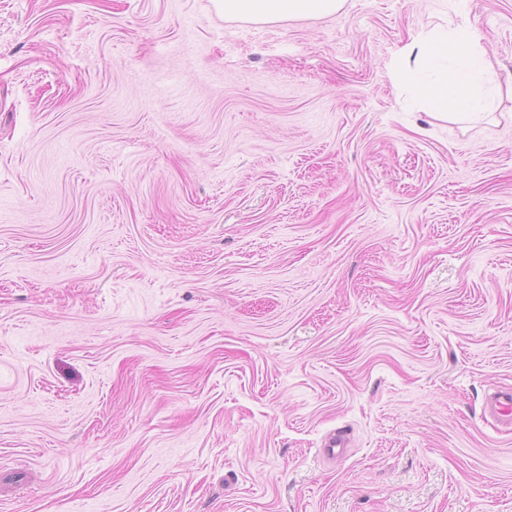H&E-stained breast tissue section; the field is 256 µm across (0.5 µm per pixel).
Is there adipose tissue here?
Listing matches in <instances>:
<instances>
[{"label":"adipose tissue","instance_id":"adipose-tissue-1","mask_svg":"<svg viewBox=\"0 0 512 512\" xmlns=\"http://www.w3.org/2000/svg\"><path fill=\"white\" fill-rule=\"evenodd\" d=\"M344 0H217L225 15L267 23L284 16H328L338 12ZM400 79L416 96L435 103L451 118H472L494 105L490 64L479 39L468 25L441 34L422 31L407 44L397 59ZM438 71V83H430L429 71Z\"/></svg>","mask_w":512,"mask_h":512}]
</instances>
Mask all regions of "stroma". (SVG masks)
<instances>
[{
	"label": "stroma",
	"instance_id": "obj_1",
	"mask_svg": "<svg viewBox=\"0 0 512 512\" xmlns=\"http://www.w3.org/2000/svg\"><path fill=\"white\" fill-rule=\"evenodd\" d=\"M508 388L512 0H0V512H512ZM224 16L253 23H267L284 16H328L338 12L344 0H217ZM396 66L419 99L435 103L449 118L471 119L494 105L490 64L469 25L445 34L423 30L401 50ZM430 70L440 73L438 83L428 81ZM490 414L502 422L512 424V392H497L489 399Z\"/></svg>",
	"mask_w": 512,
	"mask_h": 512
}]
</instances>
